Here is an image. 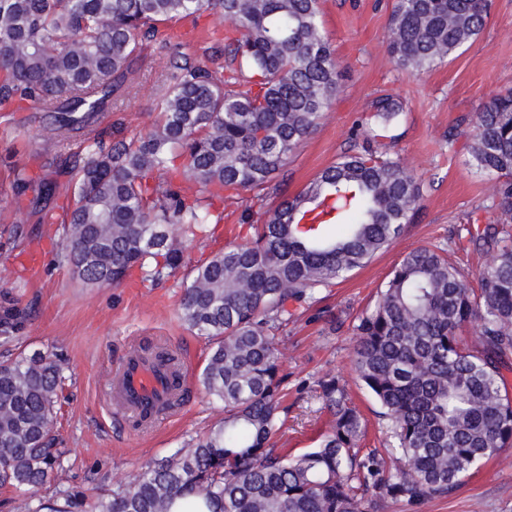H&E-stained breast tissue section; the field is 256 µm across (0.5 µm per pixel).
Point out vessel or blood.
Listing matches in <instances>:
<instances>
[{
	"mask_svg": "<svg viewBox=\"0 0 512 512\" xmlns=\"http://www.w3.org/2000/svg\"><path fill=\"white\" fill-rule=\"evenodd\" d=\"M176 393L172 369L134 355L126 356L112 377V395L130 421L155 423Z\"/></svg>",
	"mask_w": 512,
	"mask_h": 512,
	"instance_id": "obj_1",
	"label": "vessel or blood"
}]
</instances>
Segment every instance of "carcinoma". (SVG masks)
Here are the masks:
<instances>
[{"label": "carcinoma", "mask_w": 512, "mask_h": 512, "mask_svg": "<svg viewBox=\"0 0 512 512\" xmlns=\"http://www.w3.org/2000/svg\"><path fill=\"white\" fill-rule=\"evenodd\" d=\"M488 0H396L388 49L421 74L475 39ZM208 12L229 22L223 74L172 63L156 125L130 137L94 130L112 111L157 24ZM340 64L323 30L320 0H0V108L36 103L58 136L84 137L64 158L70 175L61 257L89 287L121 286L133 273L155 285L184 273L179 317L208 339L199 379L224 405L202 438L149 463L97 496L57 489L62 451L52 447L64 389L62 360L38 351L0 362V489L16 512H380L451 495L474 470L512 447V235L505 222L468 217L469 242L490 256L478 286L438 247L407 252L357 317L351 363L380 406L402 465L388 469L361 446L364 424L334 376L313 388L331 415L319 445L296 457L275 448L288 384L275 331L335 281L384 251L411 222L420 184L398 161L369 151L340 157L308 188L267 209L264 191L316 128L340 89ZM402 112L387 97L372 119ZM469 153L496 176L498 208L512 218V91L474 116ZM50 223L56 185L13 171ZM250 190L245 240L187 267L184 244L224 223L223 192ZM313 225L306 227L302 221ZM21 299L0 295V346L28 321ZM477 320L478 342L458 332Z\"/></svg>", "instance_id": "obj_1"}]
</instances>
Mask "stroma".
<instances>
[{
	"label": "stroma",
	"instance_id": "obj_1",
	"mask_svg": "<svg viewBox=\"0 0 512 512\" xmlns=\"http://www.w3.org/2000/svg\"><path fill=\"white\" fill-rule=\"evenodd\" d=\"M395 0H321L323 28L342 69L341 88L317 128L294 150L283 171L264 191L266 207L302 191L326 166L346 154L371 148L400 159L421 181V199L405 231L365 267L322 290L310 312L282 332L278 345L281 367L288 375L285 425L275 444L291 455L314 447L329 417L309 386L327 375L344 383L367 427L366 445L391 457L385 427L373 399L358 386L351 364L356 343L351 323L371 308L392 269L411 249L436 245L464 273H478L485 254L457 231L470 213L483 221L501 217L494 176L471 165L468 139L457 134L461 117L482 110L498 94L512 90V0H492L486 29L445 63L422 74L399 68L388 52L389 19ZM224 29L215 16L202 14L160 25L157 36L142 44L141 57L129 74L124 93L112 111L102 114L103 135L122 129L131 136L157 121L153 91L170 66L169 45L181 47L193 64L227 66ZM390 97L401 102L398 123L357 137L353 129L368 116L374 102ZM45 114L37 104L18 102L0 112V292L21 297L30 308L20 348L63 354L67 385L54 424L57 447L65 455L59 488L112 489L129 484L152 460L169 455L204 435L224 416L223 405L199 382L208 343L179 318L181 278L150 286L132 279L119 288H90L74 279L61 261V218L69 202L68 178L56 163L78 151L81 139L47 134ZM24 169L33 182L56 181L50 206L56 223H37L27 199L13 189V168ZM253 192L239 191L224 205V222L212 239L185 247L188 265L206 260L234 242L238 220ZM24 224L31 240L15 246L10 230ZM329 310L344 327L329 332L315 312ZM167 341L189 360V376L181 405L164 421L147 429L123 425L109 402L112 373L132 347ZM383 512H512V447L502 451L468 478L448 498L424 501L415 510L386 502Z\"/></svg>",
	"mask_w": 512,
	"mask_h": 512
}]
</instances>
